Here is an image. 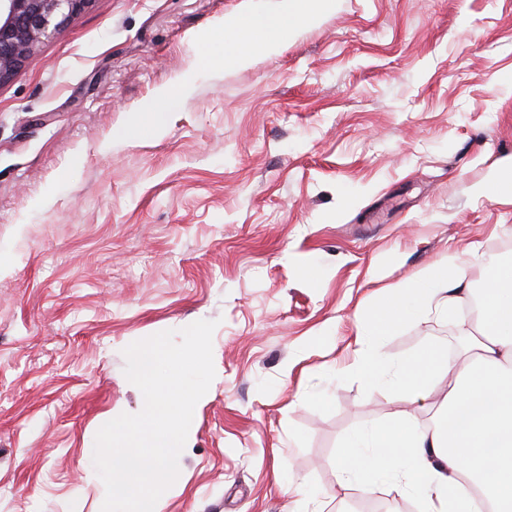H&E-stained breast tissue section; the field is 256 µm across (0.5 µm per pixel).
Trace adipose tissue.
Here are the masks:
<instances>
[{
    "mask_svg": "<svg viewBox=\"0 0 512 512\" xmlns=\"http://www.w3.org/2000/svg\"><path fill=\"white\" fill-rule=\"evenodd\" d=\"M335 0H288L277 13H252L226 24L224 62L245 66L318 23ZM471 244L448 250L393 292L363 322L349 365L365 387L404 401L431 399L429 426L399 411L387 425L354 436L337 461L342 484L364 494L390 482L416 498L421 512H512V259L495 258L483 290L481 343L449 362L430 348L395 360L386 336L433 312L452 313L468 293Z\"/></svg>",
    "mask_w": 512,
    "mask_h": 512,
    "instance_id": "adipose-tissue-1",
    "label": "adipose tissue"
}]
</instances>
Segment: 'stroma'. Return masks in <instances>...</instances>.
Listing matches in <instances>:
<instances>
[{
	"label": "stroma",
	"mask_w": 512,
	"mask_h": 512,
	"mask_svg": "<svg viewBox=\"0 0 512 512\" xmlns=\"http://www.w3.org/2000/svg\"><path fill=\"white\" fill-rule=\"evenodd\" d=\"M282 4L93 0L0 86V512H101L95 436L143 403L124 349L199 320L216 375L160 512H294V479L345 512V441L400 408L342 370L361 315L458 243L474 290L512 257V194L476 192L512 158V0H336L248 66L202 55Z\"/></svg>",
	"instance_id": "stroma-1"
}]
</instances>
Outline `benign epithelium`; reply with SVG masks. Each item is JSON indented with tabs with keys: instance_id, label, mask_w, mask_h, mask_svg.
I'll return each instance as SVG.
<instances>
[{
	"instance_id": "7a95c632",
	"label": "benign epithelium",
	"mask_w": 512,
	"mask_h": 512,
	"mask_svg": "<svg viewBox=\"0 0 512 512\" xmlns=\"http://www.w3.org/2000/svg\"><path fill=\"white\" fill-rule=\"evenodd\" d=\"M92 0H0V85Z\"/></svg>"
}]
</instances>
